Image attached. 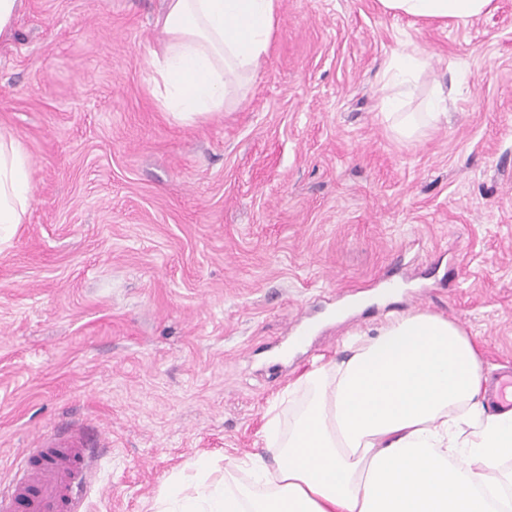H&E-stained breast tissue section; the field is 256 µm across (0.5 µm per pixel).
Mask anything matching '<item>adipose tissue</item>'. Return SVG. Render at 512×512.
I'll return each mask as SVG.
<instances>
[{"mask_svg":"<svg viewBox=\"0 0 512 512\" xmlns=\"http://www.w3.org/2000/svg\"><path fill=\"white\" fill-rule=\"evenodd\" d=\"M492 0H380L390 12L468 21ZM279 0H165L151 65L163 112L187 124L238 101L267 54ZM426 66L403 48L382 108L402 137L447 120L441 100L405 111ZM32 205L30 163L0 129V242ZM349 356L288 387L289 422L270 412L273 462L249 457L212 479L193 464L162 489L155 512H512V411L483 407L482 358L455 323L429 312L359 330ZM499 471L489 480L485 471Z\"/></svg>","mask_w":512,"mask_h":512,"instance_id":"obj_1","label":"adipose tissue"}]
</instances>
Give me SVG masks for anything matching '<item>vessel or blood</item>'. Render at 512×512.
I'll list each match as a JSON object with an SVG mask.
<instances>
[{"label":"vessel or blood","mask_w":512,"mask_h":512,"mask_svg":"<svg viewBox=\"0 0 512 512\" xmlns=\"http://www.w3.org/2000/svg\"><path fill=\"white\" fill-rule=\"evenodd\" d=\"M491 402L512 409V371L499 377ZM91 462L85 431L42 434L29 450L19 476L0 487V512H82Z\"/></svg>","instance_id":"obj_1"}]
</instances>
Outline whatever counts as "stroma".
<instances>
[{
    "label": "stroma",
    "mask_w": 512,
    "mask_h": 512,
    "mask_svg": "<svg viewBox=\"0 0 512 512\" xmlns=\"http://www.w3.org/2000/svg\"><path fill=\"white\" fill-rule=\"evenodd\" d=\"M165 0H23L0 127L33 201L0 247V484L47 430L99 432L84 512H152L170 477L272 458L270 403L355 329L425 311L512 367V0L465 24L280 0L238 105L173 122L149 63ZM448 120L395 135L402 44Z\"/></svg>",
    "instance_id": "stroma-1"
}]
</instances>
